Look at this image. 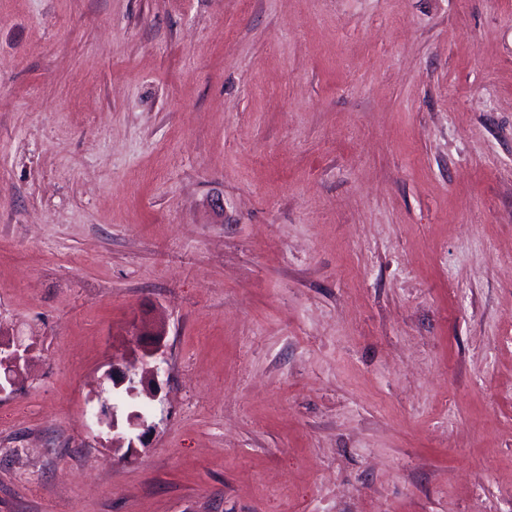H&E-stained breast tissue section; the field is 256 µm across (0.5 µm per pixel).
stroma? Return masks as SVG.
<instances>
[{
  "label": "stroma",
  "instance_id": "obj_1",
  "mask_svg": "<svg viewBox=\"0 0 512 512\" xmlns=\"http://www.w3.org/2000/svg\"><path fill=\"white\" fill-rule=\"evenodd\" d=\"M1 343L0 512H512V0H0ZM134 327L137 331V336H150V344L141 346V363L147 364V362L149 361L154 362L153 367H151L149 371V380H146L145 375L139 376V373L135 365H131L124 369L112 366V373L108 372L107 376L112 381L113 388L119 389L125 386L124 390H126L128 395L135 401L139 398L141 394V391L139 390L138 386H141L142 391L145 392V394L148 395L150 398H156V389H145L144 387L146 383L148 385L150 379L154 380L155 376H157L158 371L160 369L158 355L161 351L164 329L159 325L147 323L144 321H135ZM22 351V352H21ZM26 350L20 345L0 346V369L5 370L7 384L13 385L20 375L21 362L26 360Z\"/></svg>",
  "mask_w": 512,
  "mask_h": 512
}]
</instances>
